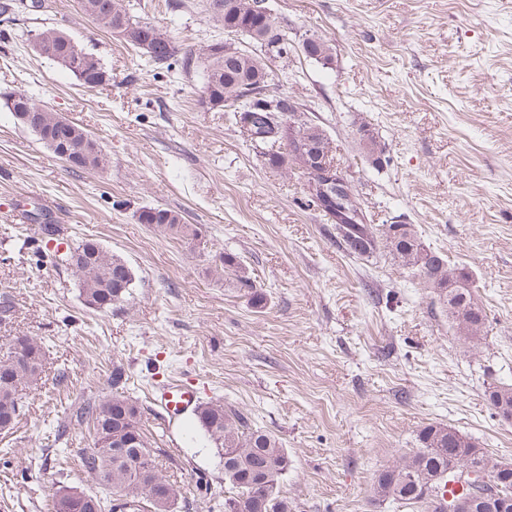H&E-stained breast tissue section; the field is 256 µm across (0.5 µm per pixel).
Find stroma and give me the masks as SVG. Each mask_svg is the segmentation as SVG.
<instances>
[{"instance_id":"35a3bbf8","label":"stroma","mask_w":512,"mask_h":512,"mask_svg":"<svg viewBox=\"0 0 512 512\" xmlns=\"http://www.w3.org/2000/svg\"><path fill=\"white\" fill-rule=\"evenodd\" d=\"M141 20L184 53L219 32L206 0H137ZM294 41L315 34L329 64L292 49L279 68L303 118L330 137L368 223L410 224L466 269L487 320L460 336L432 289L382 250L347 252L307 205L303 176L263 164L240 126L199 102L200 67L154 72L77 0H43L0 35V95L22 92L103 145L102 169L69 166L0 108V296L14 306L0 342L47 350L41 381L0 432V512H49L59 483L102 487L82 468L94 432L75 409L112 393L124 368L146 434L169 458L177 512H224L230 489L194 412L168 416L153 383L174 379L272 432L288 453L279 490L291 512H422L375 501L377 475L444 424L512 462V422L486 392L512 384V0H269ZM58 28L100 59L88 88L36 55L32 31ZM369 126L383 148L359 145ZM178 212L176 240L136 218ZM41 212L53 239L15 211ZM95 238L132 268L128 301L89 309L61 241ZM234 255L264 296L224 274Z\"/></svg>"}]
</instances>
